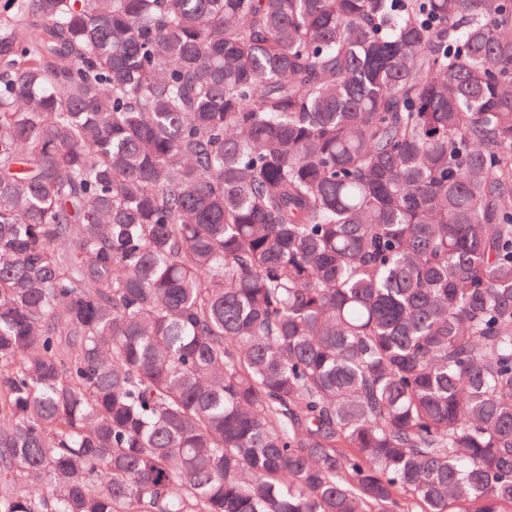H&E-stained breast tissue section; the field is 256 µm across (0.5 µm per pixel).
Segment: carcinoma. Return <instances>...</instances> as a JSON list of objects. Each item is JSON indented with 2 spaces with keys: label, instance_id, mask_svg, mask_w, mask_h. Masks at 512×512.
<instances>
[{
  "label": "carcinoma",
  "instance_id": "cac0c4a2",
  "mask_svg": "<svg viewBox=\"0 0 512 512\" xmlns=\"http://www.w3.org/2000/svg\"><path fill=\"white\" fill-rule=\"evenodd\" d=\"M0 512H512V0H10Z\"/></svg>",
  "mask_w": 512,
  "mask_h": 512
}]
</instances>
